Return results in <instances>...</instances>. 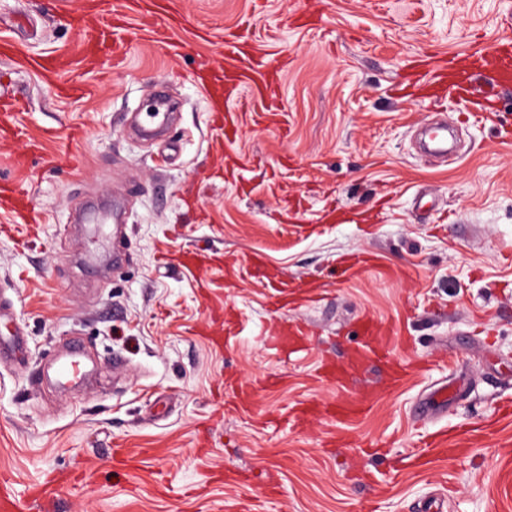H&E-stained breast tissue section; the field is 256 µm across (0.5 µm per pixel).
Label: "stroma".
<instances>
[{
  "mask_svg": "<svg viewBox=\"0 0 512 512\" xmlns=\"http://www.w3.org/2000/svg\"><path fill=\"white\" fill-rule=\"evenodd\" d=\"M83 0H0V43L26 136L0 148L29 223L0 209V304L22 327L0 368V474L18 496L66 474L56 512H512L497 448L414 466L429 431L491 424L512 392V88L493 121L444 113L463 149L420 153L435 119L395 88L422 54L435 60L506 35L512 0H161L184 18L169 52L145 36L119 55L73 63L60 93L29 61L70 56L66 19ZM237 30L263 54L274 94L242 86L226 130L200 80L224 66ZM176 102L165 138L145 141L154 92ZM188 250L211 264L188 273ZM372 250L359 276L339 268ZM397 324L392 363L358 416L290 412L335 404L323 378L357 346V323ZM304 347L280 349L286 324ZM99 367L59 392L45 375L72 341ZM124 451L114 464L112 449Z\"/></svg>",
  "mask_w": 512,
  "mask_h": 512,
  "instance_id": "1",
  "label": "stroma"
}]
</instances>
